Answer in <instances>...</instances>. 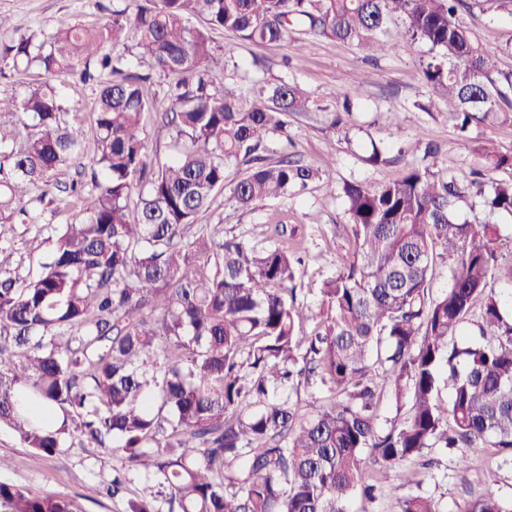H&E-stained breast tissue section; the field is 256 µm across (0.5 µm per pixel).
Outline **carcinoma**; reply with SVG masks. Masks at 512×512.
Here are the masks:
<instances>
[{
	"label": "carcinoma",
	"mask_w": 512,
	"mask_h": 512,
	"mask_svg": "<svg viewBox=\"0 0 512 512\" xmlns=\"http://www.w3.org/2000/svg\"><path fill=\"white\" fill-rule=\"evenodd\" d=\"M112 21L45 38L17 33L0 14V61L36 68L42 82L0 118V426L51 457L79 436L118 453L107 493L131 471L157 490L126 512H351L381 481L431 448L464 465L494 448L512 466V265L501 263L504 229L459 222L458 206L481 185L440 175L426 146L399 177L346 181L341 194L350 252L319 288V330L299 334L310 310L296 303L298 249L262 246L199 224L231 166L244 167L227 201L239 209L302 194L329 176L258 152L286 117L309 112L294 82L252 80L219 91L224 57L211 32L297 51L318 38L371 56L396 50L392 24L425 44L422 74L446 100L482 176L512 168V155L469 138L474 122L512 121V72H499L458 21L468 0H124ZM200 21L197 26L190 20ZM170 79L171 106L157 111L175 154L149 163L142 115L155 108L133 60ZM82 67L100 78L92 191L71 185L79 217L52 228L34 276L12 266L7 235L27 189L48 194L82 132L65 119L63 79ZM331 126L358 107L332 91ZM491 213L512 215V180L482 194ZM137 196V216L129 201ZM448 286L436 293L439 269ZM480 305L475 335L460 337ZM322 395L303 411L291 394ZM388 396L400 421L381 424ZM416 468L401 478L399 512H444L419 492ZM0 512H72L69 500L0 482ZM467 512H512L493 492Z\"/></svg>",
	"instance_id": "1"
}]
</instances>
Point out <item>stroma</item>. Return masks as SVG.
Wrapping results in <instances>:
<instances>
[{
	"instance_id": "stroma-1",
	"label": "stroma",
	"mask_w": 512,
	"mask_h": 512,
	"mask_svg": "<svg viewBox=\"0 0 512 512\" xmlns=\"http://www.w3.org/2000/svg\"><path fill=\"white\" fill-rule=\"evenodd\" d=\"M121 6V0H0V13L8 16L19 32L50 35L68 26L90 27L110 21L113 10ZM458 20L482 45L493 69L512 71L511 16L497 10L491 0H483L460 11ZM389 36L398 43L396 52L374 62L365 61L363 51L356 46L330 39L311 42L296 52L282 44L245 43L218 31L212 46L227 58L222 83L233 90L244 88L250 77L271 85L286 80L298 83L319 104L335 87L362 90L363 105L354 112L347 134L330 130L327 114L294 116L287 136L269 135L266 155L270 160L280 159L286 152L292 159L321 169L331 159L335 162L331 177L336 183L352 179L382 183L400 174L405 164L403 150L419 141L439 147L442 158L448 161L450 176L469 179L479 161L460 144L446 105L438 104L429 112L420 109L432 95L421 72L427 46L402 38L397 25L390 27ZM62 93L68 108L67 121L83 131L78 155L55 175L63 184L77 172L90 169L96 148L94 104L98 85L75 73L66 79ZM391 112L399 114L400 128L387 124L386 116ZM287 137L292 140L288 147L283 144ZM375 146L385 157L379 165L367 161ZM22 204L27 213L15 215L11 245L23 271L34 274L47 257L49 226L71 221L74 212L64 208L55 190L43 197L37 191H26ZM200 221L223 224L225 234L259 243L267 240L270 225H286L289 244L306 251L305 263L293 282L296 300L314 310L319 307L317 293L322 280L336 273L349 250L343 200L319 183L302 196L262 202L251 210L226 204L220 194ZM429 454L439 464L427 471L421 490L439 500L446 512H466L470 501L487 491L512 501V467L502 464L493 451L472 457L465 468L457 467L443 449H430ZM0 456L11 461L9 468L0 471V481L35 494L67 498L73 502L74 512H125V499L102 492L113 469L121 465L120 458L109 449L66 447L46 458L2 427Z\"/></svg>"
}]
</instances>
